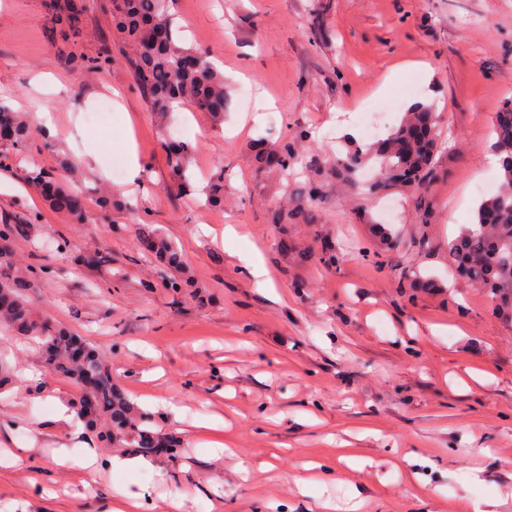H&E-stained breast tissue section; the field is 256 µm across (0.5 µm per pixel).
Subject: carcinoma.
I'll return each instance as SVG.
<instances>
[{
	"mask_svg": "<svg viewBox=\"0 0 512 512\" xmlns=\"http://www.w3.org/2000/svg\"><path fill=\"white\" fill-rule=\"evenodd\" d=\"M171 3L172 0H109L116 30L133 50L127 56V64L152 111L164 117L174 110V105L189 103L196 111L221 119L227 99L224 74L209 53L180 43L170 12ZM51 8L65 24L62 36L79 37L82 13L74 0H51ZM66 60L75 70H104L111 64L112 54L104 50L95 57H85L71 52ZM507 110H512V102L496 113L494 122L493 148L501 165L500 189L480 203L475 223L448 248V261L455 274L471 285L488 289L500 302H512V122L503 117ZM438 118L433 108L414 106L403 114L387 138L369 150L349 148L329 161L306 156L303 142L308 134L303 130L285 134L272 146L256 141L253 158L256 169L262 173L275 168L286 179L296 166L303 164L314 169L318 176L342 178L363 195L396 188L419 190L435 175L433 157L438 142L433 136L426 142L414 143L409 139V128L418 121L435 129ZM0 124L8 129L7 143L15 149L25 146L33 135L20 113L3 103H0ZM166 151L176 186L189 191V144L171 135ZM73 171L75 166L67 163L56 174L34 164L27 171L26 181L50 207L80 222L88 201L67 185ZM205 204L212 208L224 206V169L211 174ZM306 221V208L302 204L271 213V223L280 226L285 241L288 225ZM22 231L20 224L8 220L1 223L0 250H7L13 234ZM136 240L139 249L155 260L161 273L172 272L162 278L165 288L175 295L198 294L197 283L185 272L183 254L168 239L142 224ZM29 273V269L17 268L0 280V325L19 336L38 339L46 372L66 378L78 387L71 405L84 434L146 457L155 454L158 448H173L174 440L147 429L148 414L114 386L104 355L70 329L38 313L27 295ZM77 342L85 351L82 362L71 357Z\"/></svg>",
	"mask_w": 512,
	"mask_h": 512,
	"instance_id": "cac0c4a2",
	"label": "carcinoma"
}]
</instances>
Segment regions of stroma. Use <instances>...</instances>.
<instances>
[{"instance_id":"stroma-1","label":"stroma","mask_w":512,"mask_h":512,"mask_svg":"<svg viewBox=\"0 0 512 512\" xmlns=\"http://www.w3.org/2000/svg\"><path fill=\"white\" fill-rule=\"evenodd\" d=\"M77 49L112 51L104 70L74 73L52 34L45 0H0V101L35 132L0 168V218L23 233L0 255L7 267L51 266L28 296L56 323L103 351L113 382L173 437L153 456L158 474L105 471L90 479L59 445L89 444L74 421L66 380L43 374L37 341L0 327V356L17 372L42 373L44 393L11 390L0 401V512H103L125 493L166 512H512V322L497 302L448 266V243L494 195L496 112L512 99V0H174L185 46L209 52L228 90L223 120L181 105L182 140L194 149L192 192L179 193L164 137L172 120L151 112L126 65L107 0H83ZM119 105L91 115L109 91ZM442 116L429 244L410 247L420 222L413 192L356 200L340 179L323 180L309 221L281 233L271 210L305 201L301 179L257 174L256 138L305 130V150L326 157L371 138L338 134L336 111L384 112L385 138L406 109ZM49 112L54 129L37 120ZM136 152L138 185L113 174ZM80 165L76 189L108 187L121 209L89 206L72 224L28 186L30 162ZM224 171V206L203 191ZM398 233L378 268L377 221ZM146 223L181 249L208 303L163 288L133 230ZM233 225L236 237L224 235ZM338 251L320 264L319 237ZM370 255H362V248ZM99 255L88 265L81 258ZM265 268L251 275L253 263ZM437 279L412 292L404 274ZM223 442L224 453L203 447Z\"/></svg>"}]
</instances>
